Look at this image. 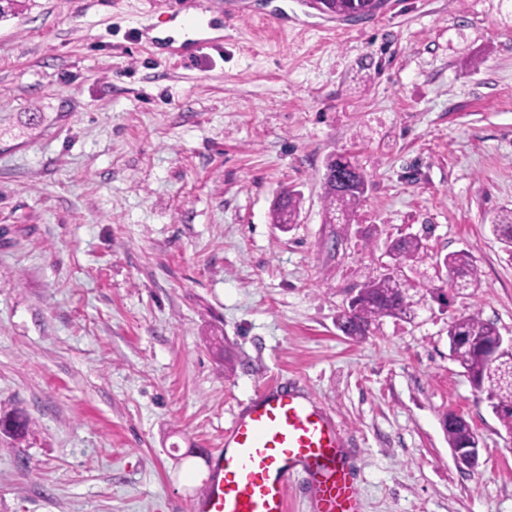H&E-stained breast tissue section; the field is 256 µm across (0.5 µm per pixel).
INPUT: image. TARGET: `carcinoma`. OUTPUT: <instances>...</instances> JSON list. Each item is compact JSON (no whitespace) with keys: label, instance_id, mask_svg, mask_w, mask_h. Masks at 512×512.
<instances>
[{"label":"carcinoma","instance_id":"1","mask_svg":"<svg viewBox=\"0 0 512 512\" xmlns=\"http://www.w3.org/2000/svg\"><path fill=\"white\" fill-rule=\"evenodd\" d=\"M382 0H309V5L328 15L352 13L358 17L369 15L379 9ZM326 211L332 220L340 224L351 223L352 215L361 203L365 189V177L357 179L348 191H341L330 178L323 181ZM298 194L289 192L278 197L272 210L275 224H294L299 215ZM493 235L504 245L512 243V209L495 216L490 224ZM424 252L419 238L414 236L394 240L388 246V255L393 267L416 259ZM446 270L448 286L458 292L477 287L478 271L467 251L452 252L442 260ZM409 284L394 273L383 275L368 282L353 297L349 309L338 317L342 332L356 340L368 336L371 326L383 317H399L407 312V290ZM501 341L494 323L481 318L478 313L462 315L448 325L449 350L464 369L475 392L486 396L493 411L503 425L512 433V351L502 348L496 360L488 356V349ZM444 429L448 445L459 443L471 435L470 425L452 412ZM0 427L16 439L27 432V420L11 414L0 418Z\"/></svg>","mask_w":512,"mask_h":512}]
</instances>
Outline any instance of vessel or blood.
Listing matches in <instances>:
<instances>
[{"label":"vessel or blood","instance_id":"b4317fda","mask_svg":"<svg viewBox=\"0 0 512 512\" xmlns=\"http://www.w3.org/2000/svg\"><path fill=\"white\" fill-rule=\"evenodd\" d=\"M206 454L210 475L189 512H287L288 486L301 474L314 512H361L334 422L293 389L257 395Z\"/></svg>","mask_w":512,"mask_h":512}]
</instances>
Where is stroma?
I'll use <instances>...</instances> for the list:
<instances>
[{"mask_svg": "<svg viewBox=\"0 0 512 512\" xmlns=\"http://www.w3.org/2000/svg\"><path fill=\"white\" fill-rule=\"evenodd\" d=\"M204 20L185 42L190 17ZM368 188L328 223L325 162ZM297 224L271 221L280 192ZM512 0H22L0 17V512H189L256 390L336 422L362 512H512V432L448 349L480 313L512 338ZM410 317H337L385 273ZM468 251L478 288L437 283ZM462 416L480 463L458 468ZM307 2L312 8L328 15L352 13L357 18L379 9L382 0H310ZM387 253L393 262L391 273L382 275L360 288L353 301L351 300L349 309L338 317L342 332L353 339H365L371 326L383 317L407 314V290L410 286L394 275V269L417 259L424 253V246L419 238L408 236L391 242ZM448 419H451V421L449 422ZM444 421L446 423L444 429L447 433L449 448L470 437V425L466 424L461 416L451 412L446 415Z\"/></svg>", "mask_w": 512, "mask_h": 512, "instance_id": "1", "label": "stroma"}]
</instances>
